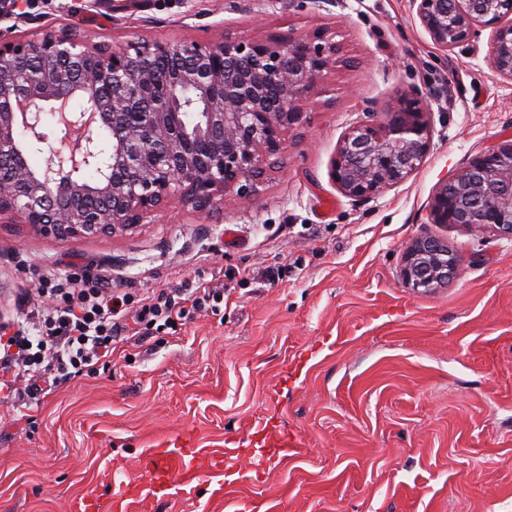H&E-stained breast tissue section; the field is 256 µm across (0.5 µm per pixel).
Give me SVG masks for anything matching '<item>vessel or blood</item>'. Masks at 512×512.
Segmentation results:
<instances>
[{"label":"vessel or blood","instance_id":"1","mask_svg":"<svg viewBox=\"0 0 512 512\" xmlns=\"http://www.w3.org/2000/svg\"><path fill=\"white\" fill-rule=\"evenodd\" d=\"M228 453L224 450L203 451L197 448L194 436L185 434L179 439L161 442L149 458L151 472V494L165 492L170 486V462L179 459L187 475H195L202 470L223 471L228 463ZM137 491L132 483L119 481L113 485L109 508L111 512H128L129 506L136 498Z\"/></svg>","mask_w":512,"mask_h":512}]
</instances>
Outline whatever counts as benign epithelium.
Segmentation results:
<instances>
[{
    "label": "benign epithelium",
    "mask_w": 512,
    "mask_h": 512,
    "mask_svg": "<svg viewBox=\"0 0 512 512\" xmlns=\"http://www.w3.org/2000/svg\"><path fill=\"white\" fill-rule=\"evenodd\" d=\"M410 3L433 44L446 51L491 30L489 65L512 82V0ZM170 57L182 59L172 77L149 65ZM23 60L39 65L35 90H23ZM337 63L336 44L307 36L112 46L48 25L22 40L0 38V216L57 237H90L136 224L173 196L202 213L230 191L247 197ZM86 69L94 82L79 80ZM185 89L199 109L193 122ZM76 99L82 108L66 111ZM141 100L152 111L141 113L144 123L132 130L127 118ZM47 103L57 108L48 112ZM47 114L73 136L61 138L37 174L17 132H25L31 148L44 143ZM364 114L331 164L332 181L359 204L405 182L432 147L430 110L419 92H402L385 111L368 106ZM429 223L512 239V138L474 155L435 192ZM461 271L460 255L427 234L405 245L399 278L430 293Z\"/></svg>",
    "instance_id": "obj_1"
}]
</instances>
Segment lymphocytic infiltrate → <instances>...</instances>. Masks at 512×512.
<instances>
[{
	"label": "lymphocytic infiltrate",
	"mask_w": 512,
	"mask_h": 512,
	"mask_svg": "<svg viewBox=\"0 0 512 512\" xmlns=\"http://www.w3.org/2000/svg\"><path fill=\"white\" fill-rule=\"evenodd\" d=\"M48 292L52 307L30 309L40 325L38 336L0 324V393L15 396L21 373L46 378L49 385L65 383L71 376L95 371L112 356L114 334L127 315L130 298L113 292L104 279L70 276L57 280ZM224 293L198 286L178 300L166 293L148 296L142 316L172 323L184 319L188 309H217Z\"/></svg>",
	"instance_id": "obj_1"
}]
</instances>
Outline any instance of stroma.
<instances>
[{
    "label": "stroma",
    "mask_w": 512,
    "mask_h": 512,
    "mask_svg": "<svg viewBox=\"0 0 512 512\" xmlns=\"http://www.w3.org/2000/svg\"><path fill=\"white\" fill-rule=\"evenodd\" d=\"M25 38L47 23L94 42L333 37L339 64L257 195L208 216L171 199L129 229L61 238L0 218V323L24 320L34 280L106 276L139 300L218 287L217 311L137 329L109 363L18 416L0 401V512H73L112 477L148 484L155 440L240 441L236 464L130 512H512V240L429 221V202L482 149L512 136V82L477 53L439 49L409 0H15ZM419 91L433 147L369 202L330 177L366 104ZM435 234L463 258L431 293L398 277L402 248ZM298 434L282 457L259 421Z\"/></svg>",
    "instance_id": "35a3bbf8"
}]
</instances>
